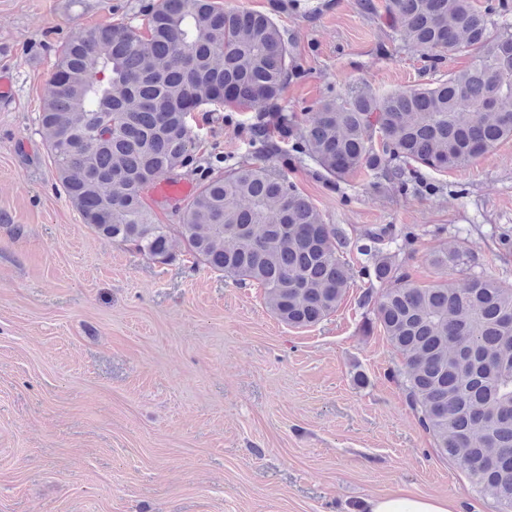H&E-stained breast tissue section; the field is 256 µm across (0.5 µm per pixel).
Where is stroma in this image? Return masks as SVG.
Listing matches in <instances>:
<instances>
[{
	"mask_svg": "<svg viewBox=\"0 0 512 512\" xmlns=\"http://www.w3.org/2000/svg\"><path fill=\"white\" fill-rule=\"evenodd\" d=\"M156 0H0V512H365L403 489L454 512H497L457 462L437 456L393 373L403 364L361 298L376 287L355 240L394 224L411 278L512 286V139L448 173L436 194L399 193L357 173L329 189L314 165L283 174L350 240L354 280L336 311L295 328L173 236L161 264L102 239L60 193L38 116L56 51L78 32L140 25ZM274 15L302 68L280 103L300 112L356 85L428 82L422 53L396 41L359 0H219ZM198 152L251 161L246 116L200 111ZM467 263L435 266L440 249Z\"/></svg>",
	"mask_w": 512,
	"mask_h": 512,
	"instance_id": "1",
	"label": "stroma"
}]
</instances>
